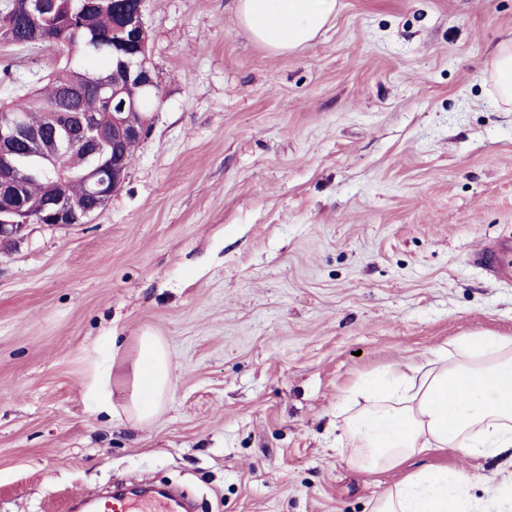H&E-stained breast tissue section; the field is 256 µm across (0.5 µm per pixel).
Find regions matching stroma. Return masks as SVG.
Masks as SVG:
<instances>
[{
  "mask_svg": "<svg viewBox=\"0 0 512 512\" xmlns=\"http://www.w3.org/2000/svg\"><path fill=\"white\" fill-rule=\"evenodd\" d=\"M277 54L237 0H146L161 79L128 177L89 223L0 248V512H65L122 478L198 512H371L401 479L336 449L365 376L478 330L512 336V112L485 70L512 0H341ZM56 54L0 39V100ZM166 342L150 426L86 394L106 336Z\"/></svg>",
  "mask_w": 512,
  "mask_h": 512,
  "instance_id": "obj_1",
  "label": "stroma"
}]
</instances>
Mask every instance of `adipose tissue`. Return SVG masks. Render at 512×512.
Here are the masks:
<instances>
[{
	"label": "adipose tissue",
	"mask_w": 512,
	"mask_h": 512,
	"mask_svg": "<svg viewBox=\"0 0 512 512\" xmlns=\"http://www.w3.org/2000/svg\"><path fill=\"white\" fill-rule=\"evenodd\" d=\"M340 0H238L241 24L278 53L310 43L340 9ZM489 77L500 104L512 105V39L492 51ZM165 342L138 338L129 371L98 366L86 392L98 412L139 425L153 422L172 384ZM129 388L115 403V387ZM336 441L369 475L403 470L374 500L372 512H512V471L477 473L461 466L419 464V457L453 453L496 457L512 450V337L475 332L422 360L384 368L342 397ZM482 495H474V486Z\"/></svg>",
	"instance_id": "adipose-tissue-1"
}]
</instances>
